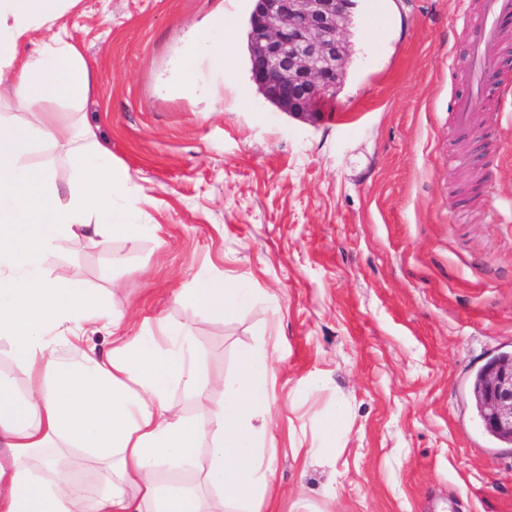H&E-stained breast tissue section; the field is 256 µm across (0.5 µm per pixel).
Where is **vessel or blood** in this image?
Wrapping results in <instances>:
<instances>
[{
  "instance_id": "1",
  "label": "vessel or blood",
  "mask_w": 512,
  "mask_h": 512,
  "mask_svg": "<svg viewBox=\"0 0 512 512\" xmlns=\"http://www.w3.org/2000/svg\"><path fill=\"white\" fill-rule=\"evenodd\" d=\"M510 15H512V0H483L477 34L470 47L469 84L466 90L455 98L452 108L458 129L471 131L475 128L469 112L470 101L490 90L491 78L485 64L486 49L500 34L503 19Z\"/></svg>"
}]
</instances>
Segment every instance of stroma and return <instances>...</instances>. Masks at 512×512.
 <instances>
[{
  "mask_svg": "<svg viewBox=\"0 0 512 512\" xmlns=\"http://www.w3.org/2000/svg\"><path fill=\"white\" fill-rule=\"evenodd\" d=\"M481 0H358L352 56L317 121L251 79L252 0H79L59 21L95 80L62 124L92 127L155 234L41 260L123 312L127 335L186 325L212 377L273 351L275 512H512V446L485 433L470 383L512 351V95L460 148L451 103ZM238 32L227 70L171 86L191 30ZM221 276L246 298L221 320L176 299ZM347 417L335 446L322 429Z\"/></svg>",
  "mask_w": 512,
  "mask_h": 512,
  "instance_id": "stroma-1",
  "label": "stroma"
}]
</instances>
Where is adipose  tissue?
Here are the masks:
<instances>
[{"label":"adipose tissue","mask_w":512,"mask_h":512,"mask_svg":"<svg viewBox=\"0 0 512 512\" xmlns=\"http://www.w3.org/2000/svg\"><path fill=\"white\" fill-rule=\"evenodd\" d=\"M77 2L0 0V104L23 112L61 98L81 110L93 76L78 49L56 35L26 50ZM233 28L223 11L211 14L206 36L176 62L181 92H200L191 74L198 55L223 65ZM38 143L65 146L66 185L28 164ZM147 202L91 127L60 124L49 112L36 125L0 114V338L28 380L21 395L0 372V512H273L275 453L265 446L273 359L243 353L232 381L215 380L184 325L159 321L120 335L121 314L40 269L41 257L67 239L105 246L152 232L136 220ZM236 299L212 276L178 297L187 315L216 319ZM102 331L112 346L100 353L89 341ZM175 389L194 402V415L173 409ZM81 454L95 465L93 480L74 476ZM201 457L194 482L167 477V468Z\"/></svg>","instance_id":"ef3b65f1"}]
</instances>
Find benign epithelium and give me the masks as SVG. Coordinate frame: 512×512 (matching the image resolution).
<instances>
[{"instance_id":"1","label":"benign epithelium","mask_w":512,"mask_h":512,"mask_svg":"<svg viewBox=\"0 0 512 512\" xmlns=\"http://www.w3.org/2000/svg\"><path fill=\"white\" fill-rule=\"evenodd\" d=\"M356 0H255L249 18L251 77L278 109L318 119L333 98L351 51L346 37ZM485 425L512 442V360L489 370L476 393Z\"/></svg>"}]
</instances>
